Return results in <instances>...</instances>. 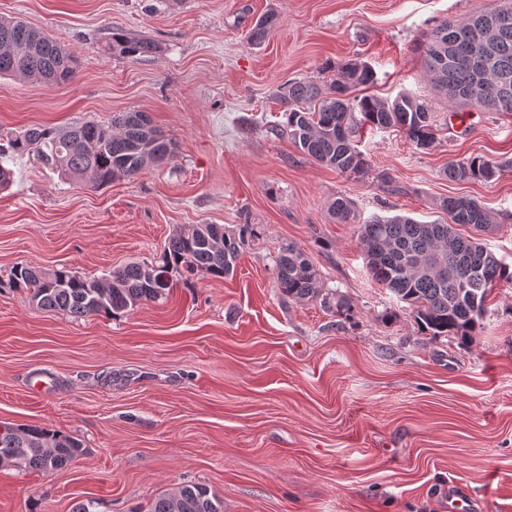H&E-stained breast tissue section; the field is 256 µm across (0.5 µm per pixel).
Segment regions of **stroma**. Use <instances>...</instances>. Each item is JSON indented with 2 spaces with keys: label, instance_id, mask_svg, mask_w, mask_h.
<instances>
[{
  "label": "stroma",
  "instance_id": "35a3bbf8",
  "mask_svg": "<svg viewBox=\"0 0 512 512\" xmlns=\"http://www.w3.org/2000/svg\"><path fill=\"white\" fill-rule=\"evenodd\" d=\"M491 0H0L79 60L52 87L0 78V133L138 110L171 137L172 164L94 190L30 156L7 165L0 190V422L80 439L85 455L53 471L0 466V512H148L187 483L224 512H512V286L495 289L471 348L418 333L370 276L357 227L331 219L336 197L361 218L441 219L437 202L490 210L482 241L512 263V113L459 107L424 72L421 46L445 20ZM272 12L278 25L250 44ZM157 53L100 50L108 28ZM367 61L374 94L407 91L432 107L437 136L365 130L359 180L301 154L272 126L282 84L329 81ZM503 163L489 181L453 182L449 161ZM263 235L233 275L192 278L168 299L116 317L73 319L8 287L13 267L104 277L157 260L193 224L243 219ZM301 248L325 288L349 297L352 319L283 298L272 258ZM394 308L398 317L382 322Z\"/></svg>",
  "mask_w": 512,
  "mask_h": 512
}]
</instances>
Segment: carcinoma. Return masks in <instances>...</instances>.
<instances>
[{
    "mask_svg": "<svg viewBox=\"0 0 512 512\" xmlns=\"http://www.w3.org/2000/svg\"><path fill=\"white\" fill-rule=\"evenodd\" d=\"M492 11L506 15V20L485 47L475 44L484 12L460 23L442 22L422 47L424 69L451 101L488 112H512V3L503 0ZM276 25L273 13L259 17L248 40L261 43ZM102 47L130 57L157 49L148 39L116 29L107 32ZM78 65V58L46 32L17 18H0V77L51 86L71 80ZM376 82L368 63L353 60L325 84H284L280 100L287 109L275 134L315 162L355 179L368 173L366 156L358 147L360 131L367 126L393 129L417 148H428L436 138L428 103L408 93L393 98L365 93ZM6 154L32 155L44 168L93 189L149 166L168 165L177 156L175 142L142 112H126L107 125L84 121L63 128L33 126L10 136L7 146L0 145V155ZM499 172L497 163L479 156L450 161L445 170L456 182L490 180ZM436 206L448 215L447 221L421 222L396 214L359 223L352 202L344 196L331 202L328 213L340 223L358 224L368 272L407 305L418 332L434 341L450 337L469 345L483 328L489 296L501 285H512V264L457 229L492 226L489 211L467 197H446ZM261 234L262 225L248 220L232 227L194 224L175 230L158 260L150 264L130 263L100 279L65 267L43 271L21 265L14 268L9 287L25 290L42 309L73 318L116 316L145 302L167 299L177 274L229 275ZM273 263L283 297L317 302L340 318H351L353 302L324 288L318 268L296 245H282ZM85 453L73 436L42 426L0 423V461L9 467L52 472ZM149 512H224V504L207 487L193 483L157 498Z\"/></svg>",
    "mask_w": 512,
    "mask_h": 512,
    "instance_id": "obj_1",
    "label": "carcinoma"
}]
</instances>
